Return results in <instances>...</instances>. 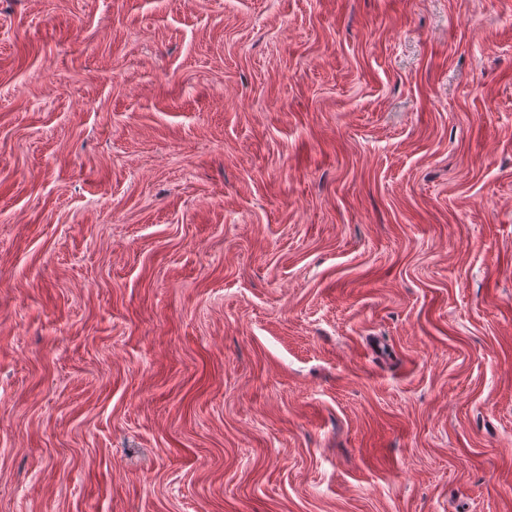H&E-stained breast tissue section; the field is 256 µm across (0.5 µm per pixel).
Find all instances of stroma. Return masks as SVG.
Wrapping results in <instances>:
<instances>
[{
    "instance_id": "35a3bbf8",
    "label": "stroma",
    "mask_w": 512,
    "mask_h": 512,
    "mask_svg": "<svg viewBox=\"0 0 512 512\" xmlns=\"http://www.w3.org/2000/svg\"><path fill=\"white\" fill-rule=\"evenodd\" d=\"M0 512H512V0H0Z\"/></svg>"
}]
</instances>
